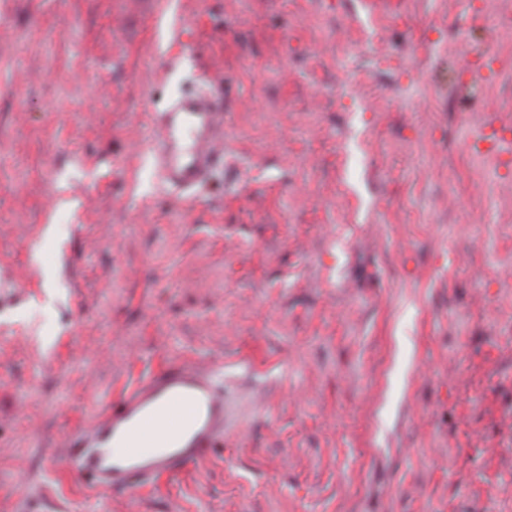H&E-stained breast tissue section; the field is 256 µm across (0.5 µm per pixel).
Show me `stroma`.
<instances>
[{"label": "stroma", "mask_w": 512, "mask_h": 512, "mask_svg": "<svg viewBox=\"0 0 512 512\" xmlns=\"http://www.w3.org/2000/svg\"><path fill=\"white\" fill-rule=\"evenodd\" d=\"M507 74L476 89L478 57ZM223 91L224 168L150 115ZM512 27L462 0H0V512H512ZM173 361L224 442L135 494L64 442ZM152 118L155 170L181 190L194 189L224 167V96L207 85Z\"/></svg>", "instance_id": "obj_1"}]
</instances>
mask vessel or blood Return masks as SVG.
<instances>
[{"instance_id": "obj_1", "label": "vessel or blood", "mask_w": 512, "mask_h": 512, "mask_svg": "<svg viewBox=\"0 0 512 512\" xmlns=\"http://www.w3.org/2000/svg\"><path fill=\"white\" fill-rule=\"evenodd\" d=\"M151 156L171 185L191 190L224 165V97L205 86L152 118ZM234 417L212 367L173 362L102 406L70 435L65 462L77 477L134 493L181 472L217 447ZM157 452H150V445Z\"/></svg>"}]
</instances>
